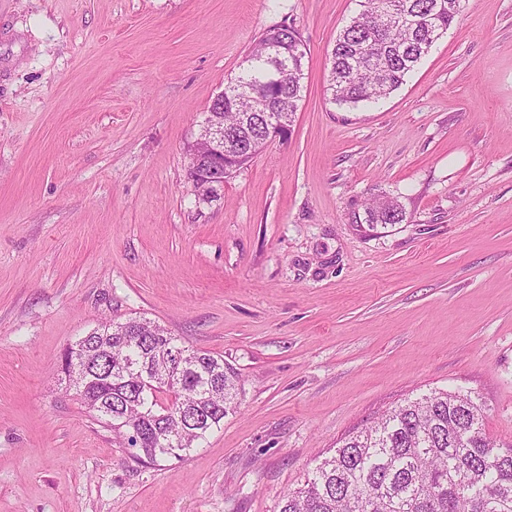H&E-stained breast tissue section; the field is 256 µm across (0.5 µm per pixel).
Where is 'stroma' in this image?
<instances>
[{"label":"stroma","instance_id":"1","mask_svg":"<svg viewBox=\"0 0 512 512\" xmlns=\"http://www.w3.org/2000/svg\"><path fill=\"white\" fill-rule=\"evenodd\" d=\"M357 0H0V512H280L405 399L472 392L512 443V0L461 14L377 106L326 91ZM307 43L275 139L198 200L188 148L275 23ZM381 193L403 223L350 224ZM141 316L222 354L238 407L135 461L60 369Z\"/></svg>","mask_w":512,"mask_h":512}]
</instances>
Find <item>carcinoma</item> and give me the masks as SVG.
<instances>
[{
  "mask_svg": "<svg viewBox=\"0 0 512 512\" xmlns=\"http://www.w3.org/2000/svg\"><path fill=\"white\" fill-rule=\"evenodd\" d=\"M459 0H362L329 54L332 100L376 104L404 84L458 19ZM306 44L288 25L268 28L224 87V161L266 136L263 114L287 127L302 100ZM396 197H375L359 228L401 224ZM63 372L100 423L138 450L136 459L183 460L237 408L240 374L220 354L185 345L145 318L100 324L62 354ZM280 512H512V443L495 444L468 393L434 390L388 411L342 441L284 496Z\"/></svg>",
  "mask_w": 512,
  "mask_h": 512,
  "instance_id": "carcinoma-1",
  "label": "carcinoma"
}]
</instances>
